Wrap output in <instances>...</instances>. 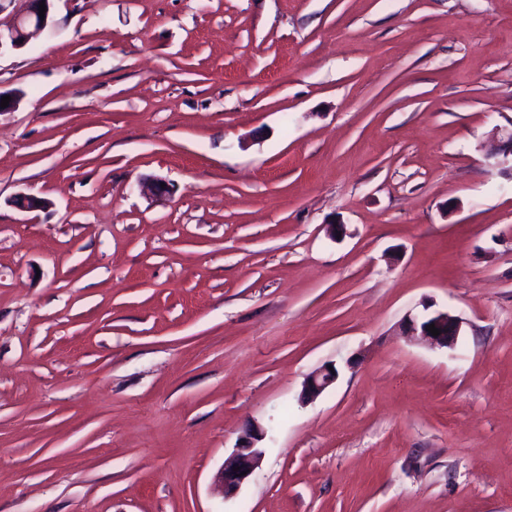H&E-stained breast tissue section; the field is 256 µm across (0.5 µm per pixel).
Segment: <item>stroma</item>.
Returning <instances> with one entry per match:
<instances>
[{
  "instance_id": "stroma-1",
  "label": "stroma",
  "mask_w": 512,
  "mask_h": 512,
  "mask_svg": "<svg viewBox=\"0 0 512 512\" xmlns=\"http://www.w3.org/2000/svg\"><path fill=\"white\" fill-rule=\"evenodd\" d=\"M51 14L0 54V512H512V0ZM435 324L436 329L441 330L438 336H432L429 325ZM462 321L460 318L448 312H435L421 318L408 316L402 323L401 329L404 336L416 338L425 342L432 348H454L461 335ZM329 367L332 366H323L306 377L301 393L302 400L309 401L317 398L335 383L338 373L337 369L332 367V370H329ZM264 437V430L261 427L251 426L238 438L236 447L224 462L219 476L225 496L230 497L236 494L258 468L263 456V451L258 443ZM234 468H238V471H234ZM242 472H246V475H242Z\"/></svg>"
}]
</instances>
